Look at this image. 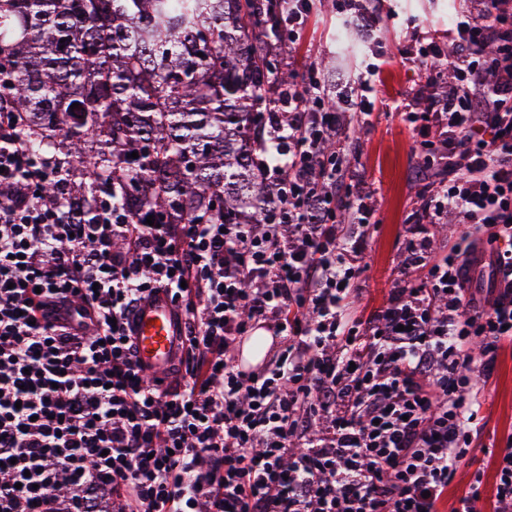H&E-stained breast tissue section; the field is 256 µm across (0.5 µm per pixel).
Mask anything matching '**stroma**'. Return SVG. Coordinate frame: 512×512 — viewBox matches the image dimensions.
Returning <instances> with one entry per match:
<instances>
[{
	"mask_svg": "<svg viewBox=\"0 0 512 512\" xmlns=\"http://www.w3.org/2000/svg\"><path fill=\"white\" fill-rule=\"evenodd\" d=\"M308 19L296 38H284L276 49L297 82H305L312 65L329 63V75L363 76L367 65L380 66L376 108L346 133L344 165L355 176L354 192L369 196L376 230L367 240L358 290L350 298L352 313L367 318L387 300L401 277L400 267L414 230L412 215L426 192L424 164L428 154L401 122L397 108L414 97L426 82L447 89L448 67L426 71L404 52L417 35L438 42L451 56L448 40L452 16L468 0H360L347 10L345 0H311ZM480 435L473 443L475 461L462 464L448 488L449 499L467 490L474 468H481L485 489L495 481L493 455L512 437V347L501 352L494 374L478 384Z\"/></svg>",
	"mask_w": 512,
	"mask_h": 512,
	"instance_id": "35a3bbf8",
	"label": "stroma"
}]
</instances>
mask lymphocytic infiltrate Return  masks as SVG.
<instances>
[{
    "instance_id": "lymphocytic-infiltrate-1",
    "label": "lymphocytic infiltrate",
    "mask_w": 512,
    "mask_h": 512,
    "mask_svg": "<svg viewBox=\"0 0 512 512\" xmlns=\"http://www.w3.org/2000/svg\"><path fill=\"white\" fill-rule=\"evenodd\" d=\"M448 35L455 83L401 110L440 168L418 216L487 231L480 250L410 238L394 289L349 312L372 209L336 206L347 123L321 80L289 93L258 139L283 198L262 224L131 223L66 205L55 160L0 114V512H482V472L448 502L477 436L475 389L512 341V9L473 0ZM496 44L495 55L484 49ZM170 293L185 344L148 384L130 320ZM265 330L280 350L242 371ZM481 346L471 356L470 344Z\"/></svg>"
}]
</instances>
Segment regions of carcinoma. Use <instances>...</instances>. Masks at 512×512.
I'll list each match as a JSON object with an SVG mask.
<instances>
[{
  "label": "carcinoma",
  "instance_id": "cac0c4a2",
  "mask_svg": "<svg viewBox=\"0 0 512 512\" xmlns=\"http://www.w3.org/2000/svg\"><path fill=\"white\" fill-rule=\"evenodd\" d=\"M288 8L0 0V113L55 157L83 218L110 198L134 224H262L280 187L255 161L257 118L298 87L271 49Z\"/></svg>",
  "mask_w": 512,
  "mask_h": 512
}]
</instances>
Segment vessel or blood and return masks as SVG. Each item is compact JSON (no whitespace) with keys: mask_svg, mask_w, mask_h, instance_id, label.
<instances>
[{"mask_svg":"<svg viewBox=\"0 0 512 512\" xmlns=\"http://www.w3.org/2000/svg\"><path fill=\"white\" fill-rule=\"evenodd\" d=\"M132 336L144 374L151 379H168L177 364L183 336L167 293L140 303L132 317Z\"/></svg>","mask_w":512,"mask_h":512,"instance_id":"1","label":"vessel or blood"}]
</instances>
